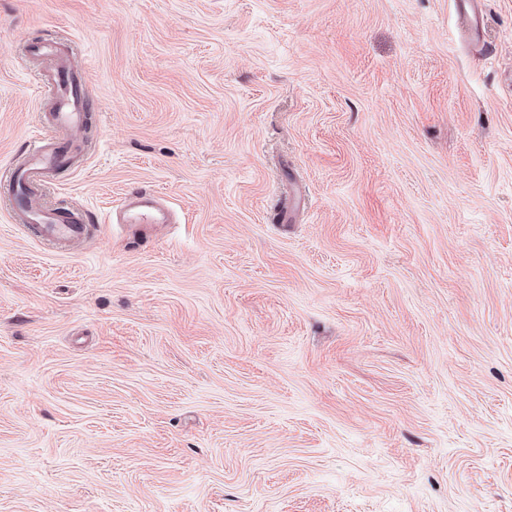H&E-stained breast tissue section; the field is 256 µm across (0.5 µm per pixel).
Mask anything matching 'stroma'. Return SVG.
Listing matches in <instances>:
<instances>
[{"mask_svg": "<svg viewBox=\"0 0 512 512\" xmlns=\"http://www.w3.org/2000/svg\"><path fill=\"white\" fill-rule=\"evenodd\" d=\"M0 0V167L79 53L82 165L0 203V512H512V0ZM150 185L177 213L110 223ZM478 2V0H455V7L459 17L470 30L471 35L476 39L481 36L484 22ZM26 54L43 63L37 80L53 101L45 123L55 130H79L84 124L90 104L84 95L80 70L74 56L52 39L29 44ZM78 156L68 144L44 135L26 143L15 159L0 169V198L9 202L11 221L53 246L81 242L92 225L85 210L42 203L47 175L69 170Z\"/></svg>", "mask_w": 512, "mask_h": 512, "instance_id": "obj_1", "label": "stroma"}]
</instances>
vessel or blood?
<instances>
[{
  "instance_id": "1",
  "label": "vessel or blood",
  "mask_w": 512,
  "mask_h": 512,
  "mask_svg": "<svg viewBox=\"0 0 512 512\" xmlns=\"http://www.w3.org/2000/svg\"><path fill=\"white\" fill-rule=\"evenodd\" d=\"M455 7L472 36L480 37L484 17L478 0H455ZM26 53L42 63L37 80L53 102L48 117L52 132L26 143L10 164L0 168V198L8 201L12 222L24 232L54 246L76 244L90 231L89 214L65 205L45 206L42 198L48 174L70 169L78 158L68 144L53 138V131L80 129L90 104L75 59L62 44L49 39L37 41L27 46ZM121 221L168 224L172 212L165 199L149 188L139 187L127 195Z\"/></svg>"
}]
</instances>
